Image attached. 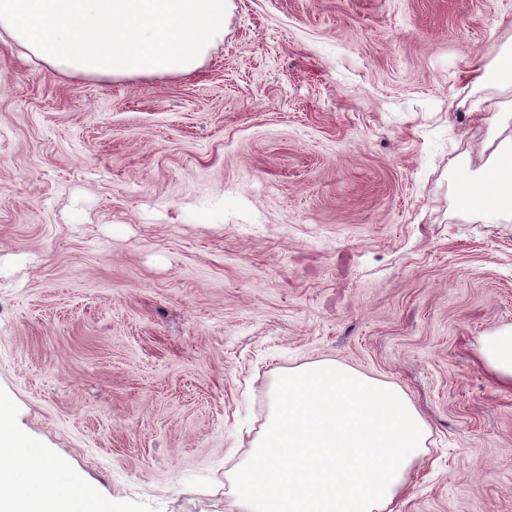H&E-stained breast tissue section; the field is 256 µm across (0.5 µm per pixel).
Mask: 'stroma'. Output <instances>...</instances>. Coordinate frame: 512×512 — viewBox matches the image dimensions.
<instances>
[{"instance_id":"35a3bbf8","label":"stroma","mask_w":512,"mask_h":512,"mask_svg":"<svg viewBox=\"0 0 512 512\" xmlns=\"http://www.w3.org/2000/svg\"><path fill=\"white\" fill-rule=\"evenodd\" d=\"M512 0H226L187 75L67 76L0 43V471L112 512H239L277 378L330 360L430 429L392 512H512V219L468 215V70ZM481 353L498 378L504 384H512V329L486 337ZM32 458L37 460L36 482L53 488L57 492V500L45 501L27 511L112 512V504L101 499L73 472L62 466L44 464L39 453L34 452L26 457H20L19 463L28 466ZM47 504L59 507H45Z\"/></svg>"}]
</instances>
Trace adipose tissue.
<instances>
[{"label": "adipose tissue", "instance_id": "1", "mask_svg": "<svg viewBox=\"0 0 512 512\" xmlns=\"http://www.w3.org/2000/svg\"><path fill=\"white\" fill-rule=\"evenodd\" d=\"M225 0H0V42L16 43L71 75L189 74L224 36ZM489 126L488 156L471 170L460 161L454 188L466 209L494 221L512 216V112L486 99L470 112ZM481 353L512 384V330L486 337ZM37 483L53 488L59 512H112L73 472L44 463Z\"/></svg>", "mask_w": 512, "mask_h": 512}]
</instances>
